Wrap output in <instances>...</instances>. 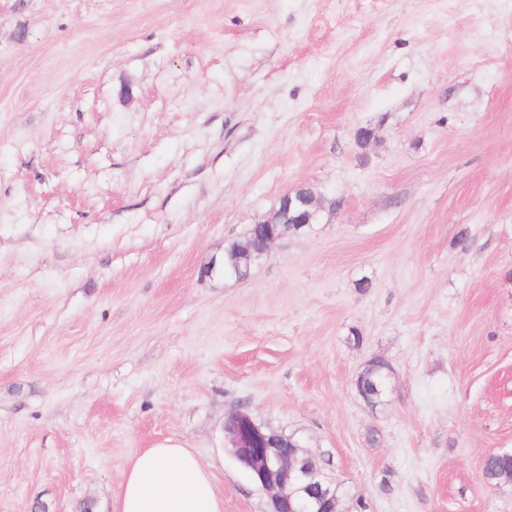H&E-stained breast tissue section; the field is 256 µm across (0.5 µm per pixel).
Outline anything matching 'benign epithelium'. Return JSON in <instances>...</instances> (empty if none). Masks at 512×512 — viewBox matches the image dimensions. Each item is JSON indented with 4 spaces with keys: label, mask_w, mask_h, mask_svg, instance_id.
I'll list each match as a JSON object with an SVG mask.
<instances>
[{
    "label": "benign epithelium",
    "mask_w": 512,
    "mask_h": 512,
    "mask_svg": "<svg viewBox=\"0 0 512 512\" xmlns=\"http://www.w3.org/2000/svg\"><path fill=\"white\" fill-rule=\"evenodd\" d=\"M287 222L311 224L318 209L311 194L288 193L280 201ZM225 447L266 494L269 512H325L336 494L334 465L309 467L312 453L288 451L282 433L263 426L242 409L224 420Z\"/></svg>",
    "instance_id": "1"
}]
</instances>
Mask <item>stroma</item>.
Masks as SVG:
<instances>
[{"label":"stroma","instance_id":"stroma-1","mask_svg":"<svg viewBox=\"0 0 512 512\" xmlns=\"http://www.w3.org/2000/svg\"><path fill=\"white\" fill-rule=\"evenodd\" d=\"M239 408L343 512H512V0H0V512H112L162 446L266 512ZM280 205V209L287 217L286 222L294 223L288 225L306 226V224H312L318 215V209L310 192L308 194H299L295 198L292 197V193H288L281 199ZM279 206L277 209H279ZM293 207L299 211V215L291 217L290 213ZM387 363L382 360H376L373 366L366 373L362 382V387L369 401L377 404L382 401L386 392V373ZM484 476L489 482L512 479V456L493 455L484 465Z\"/></svg>","mask_w":512,"mask_h":512}]
</instances>
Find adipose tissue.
<instances>
[{"label":"adipose tissue","mask_w":512,"mask_h":512,"mask_svg":"<svg viewBox=\"0 0 512 512\" xmlns=\"http://www.w3.org/2000/svg\"><path fill=\"white\" fill-rule=\"evenodd\" d=\"M113 512H224L212 474L186 448H149L130 457Z\"/></svg>","instance_id":"1"}]
</instances>
